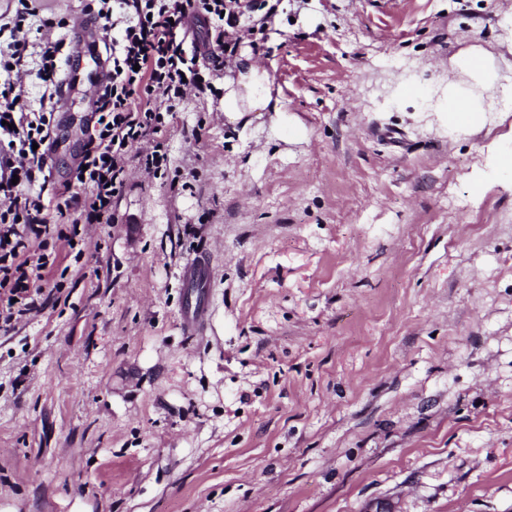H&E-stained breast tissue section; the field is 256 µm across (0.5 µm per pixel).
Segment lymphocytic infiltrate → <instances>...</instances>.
<instances>
[{
	"label": "lymphocytic infiltrate",
	"instance_id": "obj_1",
	"mask_svg": "<svg viewBox=\"0 0 512 512\" xmlns=\"http://www.w3.org/2000/svg\"><path fill=\"white\" fill-rule=\"evenodd\" d=\"M270 0H99L93 19L117 31L109 49L112 68L96 102L94 132L82 165L65 185L50 193L34 191L45 176L47 143L61 85L60 54L66 45L65 21L43 17L37 0H16L13 12L0 13V323L11 324L41 306V283L49 257L30 250V238L51 236L81 241L80 223H112V203L125 186L134 144L149 139L140 156L145 169L166 174L169 156L162 142L166 116L179 111L187 90L199 86L195 53L186 49L188 15L209 23L205 47L214 70L235 55L231 35L242 19L265 9ZM43 87L34 107L16 103L24 77ZM75 212L68 227L50 223L46 211Z\"/></svg>",
	"mask_w": 512,
	"mask_h": 512
}]
</instances>
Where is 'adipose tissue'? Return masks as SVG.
<instances>
[{"label": "adipose tissue", "mask_w": 512, "mask_h": 512, "mask_svg": "<svg viewBox=\"0 0 512 512\" xmlns=\"http://www.w3.org/2000/svg\"><path fill=\"white\" fill-rule=\"evenodd\" d=\"M458 64L468 75L472 85L478 86L479 95L452 86L442 106V118L449 134L461 135L481 128L485 114L491 109L493 99H512V85L495 84L494 66L490 57L468 53L459 58ZM237 79L224 82V115L229 122H237L244 113L267 111L272 94L269 76L254 61L251 50H243L235 59Z\"/></svg>", "instance_id": "ef3b65f1"}]
</instances>
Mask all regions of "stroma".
<instances>
[{"instance_id":"35a3bbf8","label":"stroma","mask_w":512,"mask_h":512,"mask_svg":"<svg viewBox=\"0 0 512 512\" xmlns=\"http://www.w3.org/2000/svg\"><path fill=\"white\" fill-rule=\"evenodd\" d=\"M78 41L49 162L69 181L113 31ZM512 0H280L238 29L277 110L224 116L225 64L130 162L115 221L49 255L0 327V512H512V180L493 121L449 137L456 61L512 82ZM423 95L404 97L403 82ZM481 191H474V180ZM208 255V333L180 326Z\"/></svg>"}]
</instances>
